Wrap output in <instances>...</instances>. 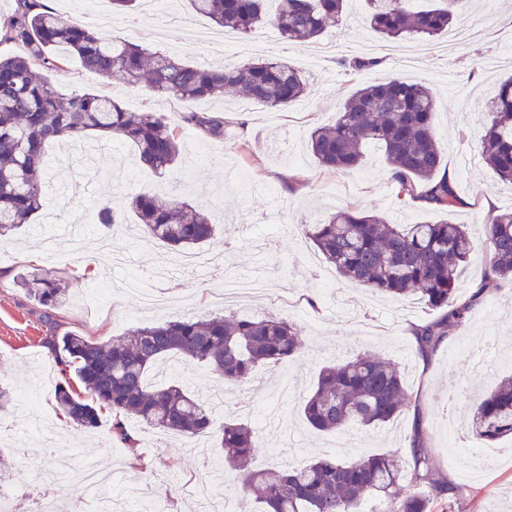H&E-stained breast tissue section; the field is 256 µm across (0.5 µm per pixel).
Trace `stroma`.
Instances as JSON below:
<instances>
[{"mask_svg":"<svg viewBox=\"0 0 512 512\" xmlns=\"http://www.w3.org/2000/svg\"><path fill=\"white\" fill-rule=\"evenodd\" d=\"M96 12L109 15L105 37L128 40L152 52L175 54L183 61L206 65L246 63V56L227 48L215 50L197 36L210 20L195 13L186 0L173 10L190 21L187 30L162 32L160 19L138 10L121 15L111 0H96ZM512 0H471L464 18L473 35L453 52H444L445 37L427 41L387 40L372 30L339 21L322 35L330 52L283 39L276 29L255 32L271 41L274 57L294 68L306 83L299 104L272 111L231 91L221 98L172 101L143 88L128 89L119 80H103L86 72L78 60L54 76L62 91L93 90L113 96L130 112H161L179 119L186 112L223 116V138L202 140L191 128L179 127L182 154L177 164L159 175L141 165L135 148L118 139H90L51 146L65 151L63 161L49 163L41 175L44 208L16 235L0 239V385L12 401L0 411V429L16 435V446L0 447V474L36 476L50 469L53 458L38 450L33 422L50 427L62 441L71 475L64 491L80 512H94L79 481L84 462L111 471L107 493L125 503L126 512H205L211 494H221L237 512H250L251 501L234 482L216 437L192 440L166 434L137 422L130 429L138 451L112 440V415L104 413L95 431L81 432L66 422L54 400L59 370L44 346L48 326L40 307L16 283L21 269L39 255V268L69 278L72 292L56 312L61 331L95 341H108L129 328L202 315L261 319L275 316L293 322L304 352L285 364L258 367L250 382L225 389L211 373L191 361L159 359L149 383L182 381L202 396L223 394L217 418L238 414L241 400L252 401L246 419L260 446L253 463L300 466L316 451L336 450L340 459L394 453L408 466L409 438L421 426L436 476L459 487V512H512V439L483 442L470 433L471 407L476 398L512 374V309L508 291L486 295L465 323L428 360H420L411 335L413 327L440 317L418 297L393 301L382 293L351 286L329 266L307 237V225L324 221L349 205L377 213L400 224H436L453 220L481 233L490 211L512 208V184L503 182L479 157L480 127L499 84L512 75V54L502 51L507 37L502 20ZM374 51L377 67L353 73L341 67L344 58ZM398 78L423 83L439 101L436 139L462 199L454 212L418 203H403L391 180L382 151L369 148L363 165L347 174L321 168L307 148L311 132L333 123L350 95L364 82ZM304 177V190L291 193L287 176ZM168 192L201 206L216 226L206 249L229 257L222 272L189 269L165 247L144 237L133 213L113 227L111 254L75 250L70 240H93L104 230L83 221L89 203L125 202L136 194ZM493 207H486V199ZM103 266L99 278L111 282L112 298L89 305L84 283L77 277L83 264ZM257 273L271 298L228 300L224 280ZM362 353H376L399 363L405 374L406 401L394 422L353 433L322 434L310 428L296 410V399L311 388L321 366ZM143 454L144 465L134 457Z\"/></svg>","mask_w":512,"mask_h":512,"instance_id":"stroma-1","label":"stroma"}]
</instances>
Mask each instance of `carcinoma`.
<instances>
[{
	"label": "carcinoma",
	"mask_w": 512,
	"mask_h": 512,
	"mask_svg": "<svg viewBox=\"0 0 512 512\" xmlns=\"http://www.w3.org/2000/svg\"><path fill=\"white\" fill-rule=\"evenodd\" d=\"M272 14L266 0H188L215 27L249 36L263 26L276 28L292 42L324 34L345 12L347 0H276ZM415 0H364V22L381 37L434 39L452 31L467 0H434L427 9ZM18 42L27 53L0 54V237L30 223L44 203L38 172L46 165V147L88 136H113L136 147L139 162L163 174L180 156L177 133L158 112H128L107 96L63 93L50 75L71 57L96 76L115 75L131 86L144 85L166 99L195 100L242 90L270 109H282L302 98L306 86L286 63L266 58L221 67L196 66L173 55L129 41L108 39L86 25L55 15L39 0H15L13 16L0 27V42ZM489 120L481 125L482 160L512 184V77L503 80L491 102ZM437 101L421 83L397 78L361 85L338 111L336 121L311 132L309 150L316 162L354 172L369 145L380 146L399 196L452 212L461 204L456 186L435 139ZM200 137H224V118L204 112L184 116ZM128 208L147 238L175 254L209 242L216 225L198 206L179 198L139 194ZM95 222L109 230L121 213L101 202ZM306 234L336 272L361 288L391 296L420 295L427 306L447 308L438 321L419 326V351L432 354L451 331L466 320L482 296L512 288V211L494 217L486 227L488 268L476 290L464 301L456 290L462 271L473 261L475 242L464 224H394L355 206L339 210ZM18 284L44 309L50 336L44 344L61 379L54 399L66 419L80 429L101 425L112 413V440L135 448L127 428L135 420L149 428L194 437L212 432L209 403L176 381L155 386L146 375L160 357L190 360L209 368L226 386H240L255 369L294 360L303 353L295 325L286 319L261 320L200 316L150 323L129 329L106 342L72 332L58 334L52 311L68 296V283L49 272L23 270ZM77 379L82 391L74 389ZM405 386L398 367L384 357L365 353L321 367L311 391L300 398L307 424L322 433L351 426L377 427L402 411ZM471 431L494 441L512 435V376L472 408ZM224 461L238 472L242 488L263 512H361L373 499L386 512H432L448 505L455 512L457 491L434 477L429 448L418 430L410 444L411 465L403 470L391 454L360 456L344 462L323 454L298 468L251 467L258 439L247 421L226 419L217 430Z\"/></svg>",
	"instance_id": "carcinoma-1"
}]
</instances>
